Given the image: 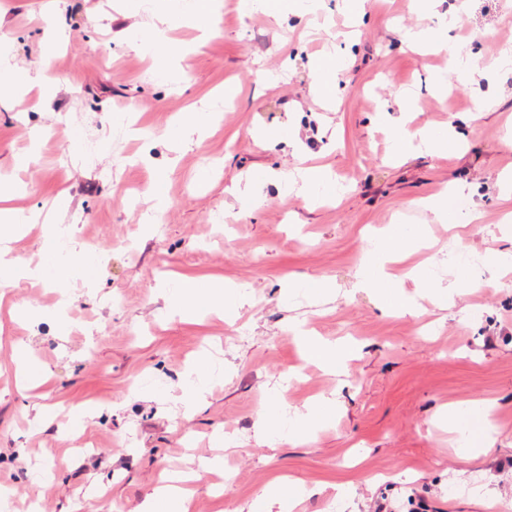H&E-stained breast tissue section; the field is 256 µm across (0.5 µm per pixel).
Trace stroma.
Wrapping results in <instances>:
<instances>
[{"instance_id":"stroma-1","label":"stroma","mask_w":512,"mask_h":512,"mask_svg":"<svg viewBox=\"0 0 512 512\" xmlns=\"http://www.w3.org/2000/svg\"><path fill=\"white\" fill-rule=\"evenodd\" d=\"M163 7L165 56L141 46L145 0H0L15 74L48 88L37 108L0 102V185L40 216L0 231L22 270L0 284L5 512H138L186 469L190 512H250L280 476L300 486L284 512H413V494L429 512H512V283L404 316L353 286L390 224L423 231L415 259L447 283L448 224L412 202L455 183L472 190L448 201L474 216L470 272L497 278L488 255L512 247V0H278L247 16L204 0L205 31ZM447 16V47L408 48ZM401 115L444 136L443 155L393 164ZM306 165L331 175L311 197L284 182ZM246 184L260 205L233 193ZM46 224L68 225L77 260L59 261ZM187 278L249 301L182 319L170 300ZM297 326L354 348L341 375L304 358ZM322 395L336 400L323 423L285 430ZM473 399L493 406L464 449L443 412ZM218 457L223 474L207 472Z\"/></svg>"}]
</instances>
